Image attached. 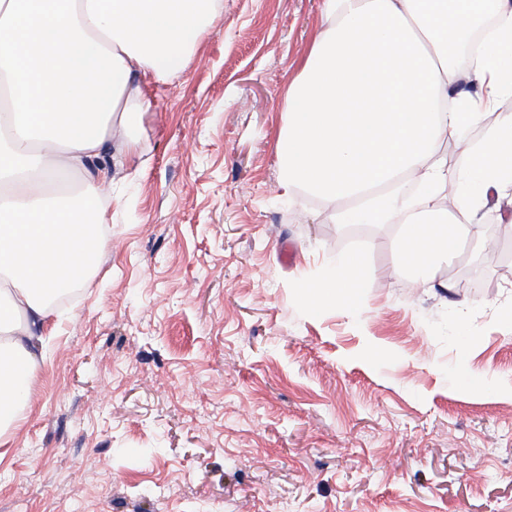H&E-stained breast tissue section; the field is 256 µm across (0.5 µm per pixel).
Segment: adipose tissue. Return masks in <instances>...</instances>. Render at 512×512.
<instances>
[{"label": "adipose tissue", "instance_id": "1", "mask_svg": "<svg viewBox=\"0 0 512 512\" xmlns=\"http://www.w3.org/2000/svg\"><path fill=\"white\" fill-rule=\"evenodd\" d=\"M220 0H0V435L28 405L42 359L48 294L84 285L109 245L95 164L132 150L150 90L186 65ZM484 32L473 95L456 59ZM512 96V0H322L320 27L285 94L281 197L305 190L342 224H388L399 265L433 277L478 238L476 211L512 186V113L485 125L449 172L443 140L462 138ZM76 173L61 199L55 176ZM362 253L302 283L311 311L359 309Z\"/></svg>", "mask_w": 512, "mask_h": 512}]
</instances>
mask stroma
<instances>
[{"label": "stroma", "instance_id": "35a3bbf8", "mask_svg": "<svg viewBox=\"0 0 512 512\" xmlns=\"http://www.w3.org/2000/svg\"><path fill=\"white\" fill-rule=\"evenodd\" d=\"M222 5L98 168L112 246L47 325L0 512H512V266L469 287L472 240L416 288L378 226L360 310L311 312L348 227L280 197L276 147L321 0Z\"/></svg>", "mask_w": 512, "mask_h": 512}]
</instances>
